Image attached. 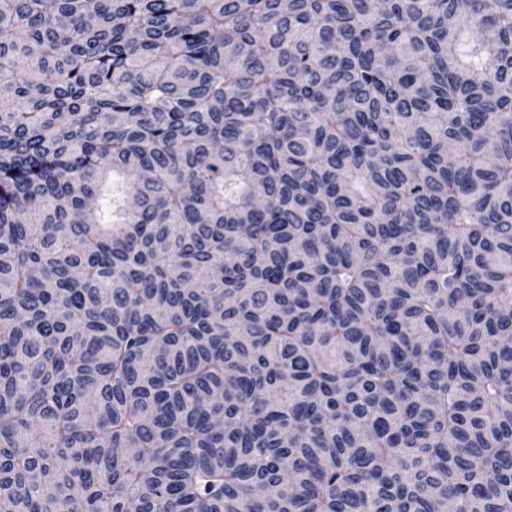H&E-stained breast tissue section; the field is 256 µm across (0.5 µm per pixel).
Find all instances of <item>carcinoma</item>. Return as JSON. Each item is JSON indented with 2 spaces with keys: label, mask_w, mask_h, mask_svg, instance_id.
<instances>
[{
  "label": "carcinoma",
  "mask_w": 512,
  "mask_h": 512,
  "mask_svg": "<svg viewBox=\"0 0 512 512\" xmlns=\"http://www.w3.org/2000/svg\"><path fill=\"white\" fill-rule=\"evenodd\" d=\"M0 512H512V0H0Z\"/></svg>",
  "instance_id": "obj_1"
}]
</instances>
